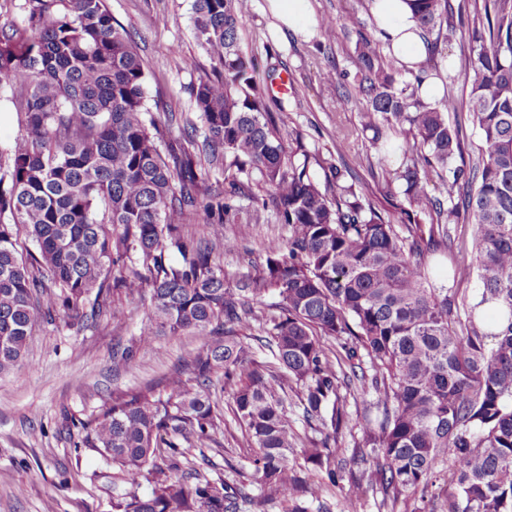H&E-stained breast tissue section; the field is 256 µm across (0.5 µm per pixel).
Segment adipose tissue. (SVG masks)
I'll return each instance as SVG.
<instances>
[{
	"mask_svg": "<svg viewBox=\"0 0 512 512\" xmlns=\"http://www.w3.org/2000/svg\"><path fill=\"white\" fill-rule=\"evenodd\" d=\"M373 14L381 38L408 69H416L426 56L408 0H373Z\"/></svg>",
	"mask_w": 512,
	"mask_h": 512,
	"instance_id": "ef3b65f1",
	"label": "adipose tissue"
}]
</instances>
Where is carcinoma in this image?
<instances>
[{
  "label": "carcinoma",
  "mask_w": 512,
  "mask_h": 512,
  "mask_svg": "<svg viewBox=\"0 0 512 512\" xmlns=\"http://www.w3.org/2000/svg\"><path fill=\"white\" fill-rule=\"evenodd\" d=\"M470 2L454 11L449 0H412L422 35L445 25L472 45L463 104L447 91L425 102L427 70L401 83L380 40L358 41L362 131L385 153L394 132L416 156L398 178L428 213L426 229L409 212L391 223L347 170L322 183L295 162L256 81L258 60L240 45L239 0H195L211 62L191 90L201 141L168 138L174 114L163 121L146 107L143 62L105 0H23L22 23L0 22V91L21 125L0 151V373L22 359L38 318L86 305L94 316L116 292L149 293L140 345L162 333L199 339L180 372L117 390L80 422L79 446L129 485L112 488L114 512H240V485L178 476L180 442L206 448L221 428L210 394L218 373L253 449L250 482L287 512H330L323 494L336 485L346 512L368 497L377 512H437L445 475V512H512V0ZM462 107L481 149L458 165L463 141L448 113ZM209 168L224 170V191L207 184ZM253 171L288 237L265 247L259 275L233 286L182 224L193 215L199 237L222 236L235 201L250 197L239 175ZM459 210L460 242L448 224ZM21 235L37 253L18 250ZM456 247L466 258L445 280L432 257ZM132 258L150 280L125 272ZM270 290L275 310L256 313L251 302ZM254 322L265 326L270 367L255 360ZM293 397L318 436L291 427ZM353 431V448L341 447ZM143 480L151 493L141 497Z\"/></svg>",
  "instance_id": "obj_1"
}]
</instances>
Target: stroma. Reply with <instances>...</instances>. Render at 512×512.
Returning a JSON list of instances; mask_svg holds the SVG:
<instances>
[{
	"instance_id": "obj_1",
	"label": "stroma",
	"mask_w": 512,
	"mask_h": 512,
	"mask_svg": "<svg viewBox=\"0 0 512 512\" xmlns=\"http://www.w3.org/2000/svg\"><path fill=\"white\" fill-rule=\"evenodd\" d=\"M107 7L132 37L147 73V102L162 98L167 111L178 113L172 136L202 127L190 91L210 70V60L197 44L194 0H106ZM316 20L332 19L335 32L315 29L305 37L287 30L269 11L267 0H242L239 36L244 49L260 62V81L269 87V111L280 113L287 130L309 159L316 178L332 166L351 170L360 179L364 197L392 201V223L405 221L409 202L396 171L411 155L385 157L362 132V105L355 98L356 42L359 35H377L372 0H310ZM446 54L431 80L465 99L472 81L474 55L460 39L439 41ZM196 57L189 70L183 58ZM339 72L336 82L323 78L325 69ZM289 75L287 94L275 86ZM252 198L239 200L240 220L224 227V236L211 246L224 278L237 283L257 276L265 262L269 241L285 238L286 225L272 208L263 207L264 192L257 175H250ZM237 240L236 250L224 248ZM147 304L137 297L114 294L110 313L96 319L57 315L38 320L28 350L10 373L0 375V512H44L53 501L55 512H113L108 491L113 469L93 449L78 447L80 421L111 401L116 389L156 381L178 368L184 354L198 345L188 333L156 337L153 348L137 346ZM135 347L134 357L115 363L113 353ZM212 400L223 424L209 448H190L192 466L211 459L206 475L213 481L244 483L249 497L243 512H285V504L261 498L257 486L245 484L250 472V448L220 386H212ZM232 457H225V449Z\"/></svg>"
}]
</instances>
